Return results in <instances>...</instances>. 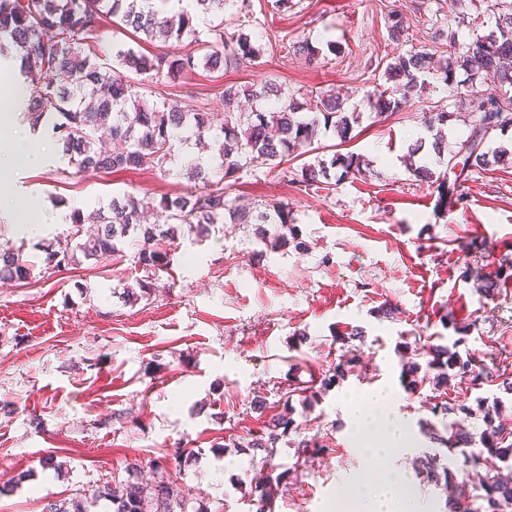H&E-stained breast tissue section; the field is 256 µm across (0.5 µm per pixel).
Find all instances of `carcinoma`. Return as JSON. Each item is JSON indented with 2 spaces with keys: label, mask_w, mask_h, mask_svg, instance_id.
I'll list each match as a JSON object with an SVG mask.
<instances>
[{
  "label": "carcinoma",
  "mask_w": 512,
  "mask_h": 512,
  "mask_svg": "<svg viewBox=\"0 0 512 512\" xmlns=\"http://www.w3.org/2000/svg\"><path fill=\"white\" fill-rule=\"evenodd\" d=\"M193 9L163 12L157 0H0V58L18 56V75L12 88L25 98L23 117L33 132L52 129L62 141V157L74 174L86 170L114 171L150 164L164 176L174 174L171 163L178 150L189 144L210 148L219 159L222 176L210 180L209 164L199 154L192 160L189 174L203 183V190L175 197L166 196L159 204L134 193L114 196L95 212H71L67 235L56 243L43 245V265L47 270L87 261L103 255H118L126 245L138 248L139 264L151 275L167 267L168 247L174 243L175 229L186 225L198 237L209 234L211 227L232 224H269L282 229L293 223L288 205L266 203L262 209H247L228 198L224 183L248 166L278 165L285 157L308 155L316 148L314 140L320 129L333 131L344 141L350 137L361 113L345 112L332 90L303 101L289 97L269 83L251 90L261 106L250 111L233 110L239 97L234 86L224 88V119L219 125L203 108L176 104H157L147 99L146 88L157 81H174L198 70L216 73L224 66L250 59L259 53L251 36L224 29V7L229 0H188ZM210 14L218 22L205 30L194 24L197 13ZM112 21L140 41L158 39L187 40L186 49L160 53L152 57L131 47L116 45L113 63H101L94 50L102 23ZM447 56L434 57L428 52L409 51L386 65L385 84L366 95L368 107L378 116H390L420 97L424 76L435 72L446 85L474 84L477 77L492 73L499 82L512 84V13L498 16L495 29L464 45L454 35L448 36ZM464 79H457V71ZM147 76V82L131 74ZM471 124L465 140L449 150L446 167L453 177L443 176L437 183L438 205L463 200L460 187L477 168L512 160V149L491 148L488 143L512 129V96L483 93L469 100ZM453 113L444 110L429 113L428 130L435 132L434 153L448 150L443 129ZM424 148L419 142L408 148L405 162L422 181L433 178L431 170L416 160ZM366 166L361 155L351 153L317 159L299 168L292 178L306 190L329 184L332 173L341 169L338 179L360 174ZM156 211V223H143V214ZM33 265L22 254L0 243V280L15 283L32 277ZM428 367L436 374L434 385L448 383L450 371L457 369L471 376L475 385L488 379V372L458 362L448 348L429 347ZM433 413L441 415L472 414L464 401L438 403ZM294 426L285 412L275 416L268 427L267 439L253 444L265 452L261 457L267 476L256 478L250 502L256 512H270L272 485H280L288 470L277 475L271 458L280 438ZM435 440L451 448L479 442L480 448L466 455L461 467L452 471L444 460L432 457L428 469L444 481L448 492V512H478L466 496V479L478 477L483 512H512V484L499 477L500 464L512 460V428L485 417V428L474 439L467 431ZM105 500L111 512H174L180 506L177 484L160 480L154 484L139 481L134 473L127 480L105 485L84 497L61 504L51 503L48 512H90V507Z\"/></svg>",
  "instance_id": "obj_1"
}]
</instances>
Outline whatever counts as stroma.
Masks as SVG:
<instances>
[{
	"mask_svg": "<svg viewBox=\"0 0 512 512\" xmlns=\"http://www.w3.org/2000/svg\"><path fill=\"white\" fill-rule=\"evenodd\" d=\"M406 18L402 40H392L391 11ZM512 0H483L459 20L449 0H236L224 11L227 30L252 35L260 54L197 72L160 86L155 101L190 99L224 115L225 87L272 82L294 97L335 90L362 118L348 142L321 132L319 157L356 153L362 175L330 189L304 191L281 168L242 169L226 190L251 206L287 203L299 245H278L279 227L259 236L252 224H220L203 242L181 230L166 271L153 287L137 288L145 272L136 251L44 272L39 244L65 233L50 224L36 237L0 223V242L21 250L34 266L25 283L0 282V512H43L104 483L126 480L138 465L145 482L174 480L185 512H249L250 479L259 461L248 442L264 436L284 401H291L296 431L278 442L273 459L288 470L273 490V512H375L364 498L346 501L357 482L373 486L387 470L403 472L413 512H446L447 493L426 462L462 449L431 439L451 417L433 415L435 403L467 400L474 415L512 425V295L497 276L512 260V164L475 170L461 190L463 205L439 210L434 185L404 163L423 138L426 113L453 115L447 141L468 130L470 112L455 91L427 76L415 102L381 118L363 97L378 83L377 65L421 46L437 47L455 32L462 43L488 34ZM307 38L333 41L337 52L317 61L286 53ZM123 44L151 54L179 44H147L113 23L96 40L101 61ZM27 133L44 150L43 163L10 162L0 169V193H26L32 205L90 212L112 195L152 199L197 190L183 175L163 177L151 167L72 175L57 157L52 132L30 133L22 113L0 127V140ZM136 298L123 302L124 287ZM447 345L457 358L489 370L492 381L474 387L452 379L438 388L407 390L408 349L427 364L426 348ZM356 350L360 363L321 389L320 373ZM319 390L316 403L303 400ZM398 421L410 438L397 457L358 448L355 430L380 416ZM317 438L327 454L301 447Z\"/></svg>",
	"mask_w": 512,
	"mask_h": 512,
	"instance_id": "35a3bbf8",
	"label": "stroma"
}]
</instances>
